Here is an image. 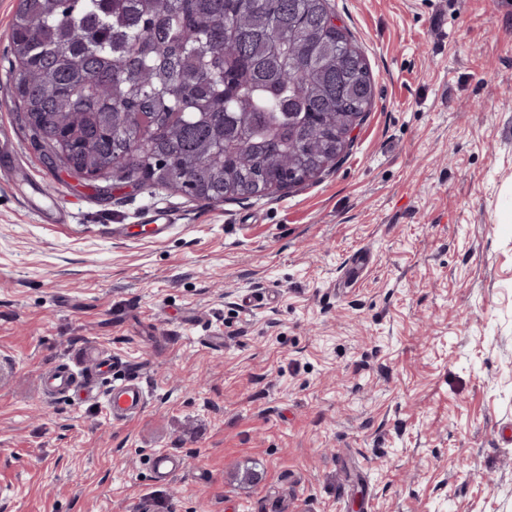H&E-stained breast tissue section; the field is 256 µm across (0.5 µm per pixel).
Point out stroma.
Listing matches in <instances>:
<instances>
[{
    "instance_id": "35a3bbf8",
    "label": "stroma",
    "mask_w": 512,
    "mask_h": 512,
    "mask_svg": "<svg viewBox=\"0 0 512 512\" xmlns=\"http://www.w3.org/2000/svg\"><path fill=\"white\" fill-rule=\"evenodd\" d=\"M17 4L0 512H512V0H332L373 108L330 170L242 202L51 163L12 95ZM154 212L166 237L129 235ZM88 346L143 363L137 420L44 393ZM181 458L174 452L159 449L151 452L147 466L155 483L166 484L181 468Z\"/></svg>"
}]
</instances>
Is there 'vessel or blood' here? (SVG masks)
<instances>
[{
  "instance_id": "obj_1",
  "label": "vessel or blood",
  "mask_w": 512,
  "mask_h": 512,
  "mask_svg": "<svg viewBox=\"0 0 512 512\" xmlns=\"http://www.w3.org/2000/svg\"><path fill=\"white\" fill-rule=\"evenodd\" d=\"M101 378L108 380L109 386L98 395L94 387ZM42 384L48 393L67 396L78 402L101 396L107 416L115 423H129L137 419L148 395L136 367L125 365L116 370L108 362L82 368L62 364L46 373ZM147 466L153 481L165 484L179 471L181 459L172 451L159 449L149 454Z\"/></svg>"
}]
</instances>
